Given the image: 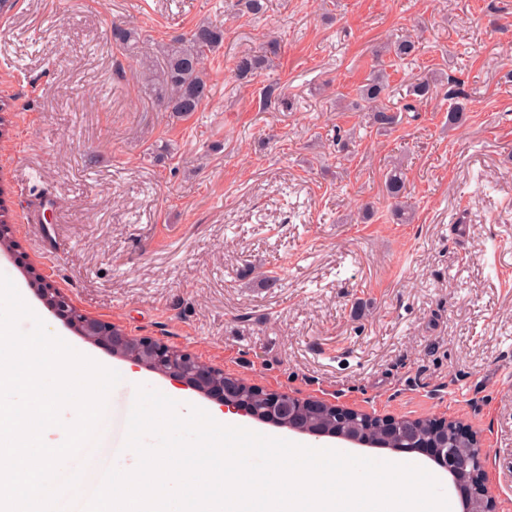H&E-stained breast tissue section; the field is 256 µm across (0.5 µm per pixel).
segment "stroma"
Returning a JSON list of instances; mask_svg holds the SVG:
<instances>
[{
  "label": "stroma",
  "instance_id": "stroma-1",
  "mask_svg": "<svg viewBox=\"0 0 512 512\" xmlns=\"http://www.w3.org/2000/svg\"><path fill=\"white\" fill-rule=\"evenodd\" d=\"M263 3L254 14L242 0H17L0 15V204L17 243L0 273L49 333L122 373L107 404L112 465L137 464L123 447L127 385L216 404L144 367L125 376L128 361L50 312L27 269L80 313L226 376L469 427L496 512H512V0ZM202 22L223 26L224 43L204 61L207 99L180 118L161 111L112 28L128 23L161 44ZM409 32L416 55L377 56L381 42ZM270 35L281 43L271 68L236 80L235 58ZM378 68L394 108L415 78L438 71L444 82L380 134L336 108ZM272 83L292 109L265 108ZM451 90L466 104L453 128ZM396 161L414 208L407 224L393 223L384 193Z\"/></svg>",
  "mask_w": 512,
  "mask_h": 512
}]
</instances>
